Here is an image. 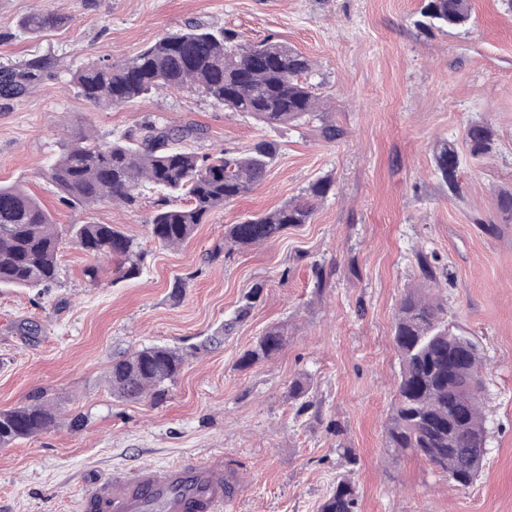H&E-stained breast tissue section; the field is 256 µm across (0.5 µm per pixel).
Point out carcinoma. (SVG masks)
Listing matches in <instances>:
<instances>
[{"instance_id":"1","label":"carcinoma","mask_w":512,"mask_h":512,"mask_svg":"<svg viewBox=\"0 0 512 512\" xmlns=\"http://www.w3.org/2000/svg\"><path fill=\"white\" fill-rule=\"evenodd\" d=\"M472 0H425L418 25L426 30L460 29L471 21ZM62 18L47 8L27 15L23 33L55 28ZM47 67L43 59L20 69H0V97L29 93ZM313 62L273 36L243 42L236 32L190 23L165 33L137 54L99 60L78 68L71 83L82 98L99 109L119 108L147 96L191 90L225 110L282 127L313 120L322 112V98L308 80ZM192 125L144 121L135 132L103 142L82 131L62 143V152L46 173L61 204L87 207L111 203L133 207L139 188L151 184L163 192L149 224L150 238L165 248H178L199 224L224 203L250 193L276 163L279 146L262 139L248 149L223 148L199 154L178 144L199 138ZM464 140L472 158L495 149V134L484 122L466 126ZM434 163L449 190L455 188L458 153L451 143L434 151ZM330 180L312 183L305 193L283 206L231 224L224 232V250L264 244L290 228L311 223L319 201L332 190ZM68 237L84 252L115 262V280L140 277L146 253L141 243L115 224L55 222L53 215L23 188L0 185V286L49 288L59 276L58 251ZM439 258L419 253L425 281L437 284ZM262 288L251 289L226 327L247 318ZM443 300L432 288L409 289L394 323L400 360L399 381L386 428L387 448L410 450L426 458L448 481L469 487L486 456L484 385L481 350L471 336L448 324ZM286 342L285 329L267 327L238 365L246 369L270 359ZM188 353L168 347H146L112 360V393L138 401L154 396L173 380ZM60 412L37 392L28 404L0 410V447L32 438L56 425ZM356 491L346 478L320 505L319 512H357Z\"/></svg>"}]
</instances>
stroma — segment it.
I'll use <instances>...</instances> for the list:
<instances>
[{"label":"stroma","instance_id":"35a3bbf8","mask_svg":"<svg viewBox=\"0 0 512 512\" xmlns=\"http://www.w3.org/2000/svg\"><path fill=\"white\" fill-rule=\"evenodd\" d=\"M423 0H0V67L38 57L50 65L31 93L0 98V182L18 184L61 224H115L148 252L140 278L114 282L107 260L74 243L60 250L58 286L0 288V410L38 391L82 414L0 448V512H77L81 492L116 470L223 456L245 476L233 512H318L336 483L352 481L358 512H512V221L497 207L512 189V12L473 0L470 23L418 26ZM48 8L65 22L31 38L19 24ZM199 22L258 42L273 35L310 57L321 118L273 128L182 90L114 111L78 95L73 72L134 55ZM191 123L190 149H245L261 139L280 155L248 195L228 202L189 242L158 246L148 225L159 198L137 208L61 204L45 172L62 129L103 139L137 123ZM487 122L496 149L470 157L466 125ZM336 125L325 140L322 123ZM454 143L456 189L433 153ZM334 187L311 223L212 259L226 225L275 209L313 182ZM434 252L450 325L475 337L485 384L487 454L474 483L454 487L426 459L386 449L399 362L393 325L401 297L422 284L416 255ZM98 264L99 282L85 266ZM325 269L317 285L315 266ZM183 276L179 298L170 295ZM263 292L223 333L242 296ZM288 332L271 360L237 361L270 325ZM165 345L189 350L180 375L154 398L113 397L117 353ZM310 382V406L291 396ZM352 448L356 463L337 452Z\"/></svg>","mask_w":512,"mask_h":512}]
</instances>
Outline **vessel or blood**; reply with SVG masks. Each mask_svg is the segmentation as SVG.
<instances>
[{
  "mask_svg": "<svg viewBox=\"0 0 512 512\" xmlns=\"http://www.w3.org/2000/svg\"><path fill=\"white\" fill-rule=\"evenodd\" d=\"M242 489V479L220 462L141 465L95 484L79 512H223Z\"/></svg>",
  "mask_w": 512,
  "mask_h": 512,
  "instance_id": "b4317fda",
  "label": "vessel or blood"
}]
</instances>
